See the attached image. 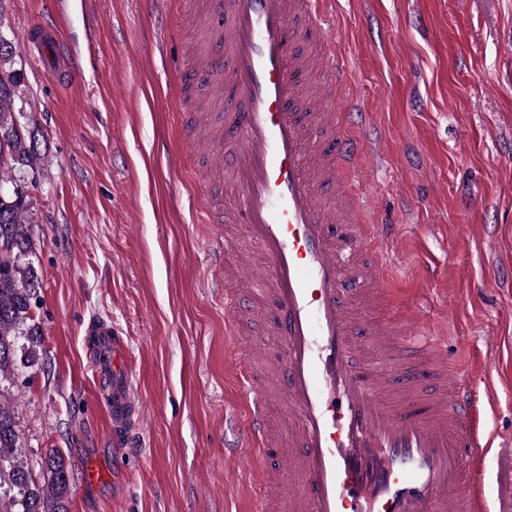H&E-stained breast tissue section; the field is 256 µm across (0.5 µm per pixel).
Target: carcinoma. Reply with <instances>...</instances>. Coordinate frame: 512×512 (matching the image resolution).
Listing matches in <instances>:
<instances>
[{
    "label": "carcinoma",
    "instance_id": "obj_1",
    "mask_svg": "<svg viewBox=\"0 0 512 512\" xmlns=\"http://www.w3.org/2000/svg\"><path fill=\"white\" fill-rule=\"evenodd\" d=\"M16 49L0 34V141L10 157V162L0 163V241L10 248L0 264V512H69L71 476L64 458L53 455L28 463L17 408L1 385L39 366L43 341L32 315L41 288L31 259L33 204L11 193L44 167L37 133L16 118L15 103L24 83L23 69L15 67Z\"/></svg>",
    "mask_w": 512,
    "mask_h": 512
}]
</instances>
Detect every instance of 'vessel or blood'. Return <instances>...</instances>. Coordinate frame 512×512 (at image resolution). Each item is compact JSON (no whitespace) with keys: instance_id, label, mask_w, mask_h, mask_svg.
<instances>
[{"instance_id":"obj_1","label":"vessel or blood","mask_w":512,"mask_h":512,"mask_svg":"<svg viewBox=\"0 0 512 512\" xmlns=\"http://www.w3.org/2000/svg\"><path fill=\"white\" fill-rule=\"evenodd\" d=\"M214 43L206 71L211 109L188 153H207L214 180L236 193L230 214L212 207L215 283L224 293L225 328L238 334L243 303L239 263L220 231L242 225L261 252L258 272L272 301V334L280 349L277 381L254 368L248 352H232L244 395V448L254 459L287 446L286 463L255 469L254 512H487L479 472L490 451L480 437L476 393L462 370L441 377L445 389L416 395L425 370L409 349L435 351L412 321L388 311L360 319L356 303L379 288L388 232L373 220L369 199L354 192L370 150L349 128L358 105L348 63L327 50L320 66L319 109L294 111L307 60L292 43L327 40L323 0H211ZM27 42L56 43L49 14L34 19ZM335 190L326 201L321 187ZM96 372L107 379L106 415L116 433L140 421L141 403L121 365L124 345L109 327L96 330ZM290 424L280 435L273 406Z\"/></svg>"}]
</instances>
